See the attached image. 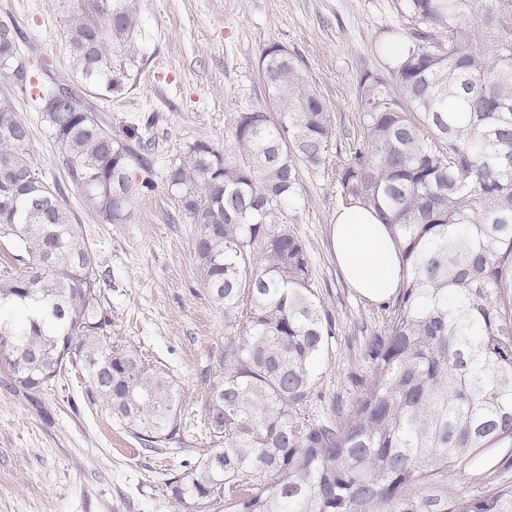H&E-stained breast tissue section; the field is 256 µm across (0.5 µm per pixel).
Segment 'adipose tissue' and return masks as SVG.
I'll return each instance as SVG.
<instances>
[{
	"label": "adipose tissue",
	"mask_w": 512,
	"mask_h": 512,
	"mask_svg": "<svg viewBox=\"0 0 512 512\" xmlns=\"http://www.w3.org/2000/svg\"><path fill=\"white\" fill-rule=\"evenodd\" d=\"M332 241L344 279L363 297L380 301L397 290L402 279L398 249L374 210L359 203L341 209Z\"/></svg>",
	"instance_id": "obj_1"
}]
</instances>
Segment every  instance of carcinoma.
Returning a JSON list of instances; mask_svg holds the SVG:
<instances>
[{
	"mask_svg": "<svg viewBox=\"0 0 512 512\" xmlns=\"http://www.w3.org/2000/svg\"><path fill=\"white\" fill-rule=\"evenodd\" d=\"M404 40L357 84L359 134L334 179L372 207L400 249L403 279L368 337L369 371L336 413L317 392L335 318L287 215L301 168L327 163L332 112L301 63L272 44L259 71L273 108L237 116L238 157L196 140L164 183L196 225L201 287L224 309V372L201 397L211 448L170 478L184 512H512V484L448 495L441 483L512 440V0H396ZM70 13L73 86L42 88L71 181L109 224L156 185L138 128L112 135L87 100L122 90L136 58L135 0ZM21 31L0 18V73L22 82ZM0 105V240L29 270L0 280V364L37 394L67 368L145 450L183 443L167 376L112 348L97 258L60 186Z\"/></svg>",
	"mask_w": 512,
	"mask_h": 512,
	"instance_id": "1",
	"label": "carcinoma"
}]
</instances>
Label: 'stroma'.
Segmentation results:
<instances>
[{"label": "stroma", "instance_id": "35a3bbf8", "mask_svg": "<svg viewBox=\"0 0 512 512\" xmlns=\"http://www.w3.org/2000/svg\"><path fill=\"white\" fill-rule=\"evenodd\" d=\"M91 0H0V17L23 32L19 54L31 76L22 86L0 74V104L28 124L32 161L49 184L65 191L102 278L112 317L113 346L132 348L172 380L184 443L154 451L139 445L92 404L82 378L66 371L37 403L16 391L0 370V512H183L166 482L195 462L209 443L201 396L221 375L224 312L205 296L193 254L196 226L162 188L164 171L187 144L214 143L237 152L239 112L269 105L258 72L261 50L273 43L296 55L326 100L336 144L346 148L359 129L357 82L381 70L386 44L400 28L396 0H137L138 54L121 93L92 99L112 133L128 126L151 139L150 170L136 180L156 183L138 197L127 224H109L72 184L35 102L36 85L74 84L64 31L67 12ZM346 204L330 168L301 172L293 227L311 258L317 292L333 312L332 356L319 370V391L352 400L368 371L364 339L381 324L343 278L332 247V226ZM476 460L448 483L478 495L489 483H512V456Z\"/></svg>", "mask_w": 512, "mask_h": 512}]
</instances>
